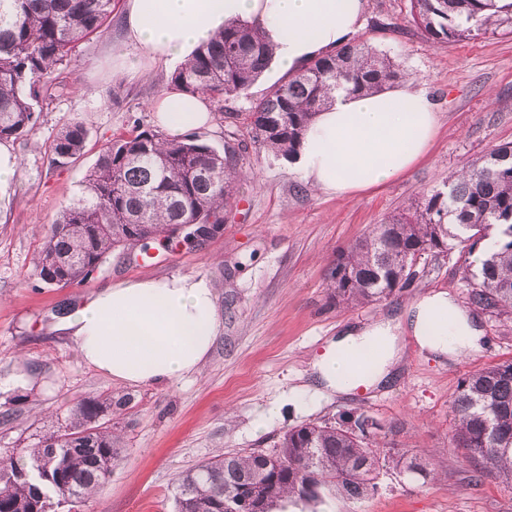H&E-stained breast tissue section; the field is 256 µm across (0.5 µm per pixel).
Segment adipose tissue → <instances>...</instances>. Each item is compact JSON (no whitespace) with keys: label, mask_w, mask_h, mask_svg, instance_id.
Listing matches in <instances>:
<instances>
[{"label":"adipose tissue","mask_w":512,"mask_h":512,"mask_svg":"<svg viewBox=\"0 0 512 512\" xmlns=\"http://www.w3.org/2000/svg\"><path fill=\"white\" fill-rule=\"evenodd\" d=\"M364 0H127L120 58L131 71L143 61L190 57L225 23L258 24L283 72H295L351 39ZM152 107L171 135L209 126L208 98L178 89ZM438 115L423 89L393 85L373 95L337 91L304 131L293 157L301 177L336 196L381 185L414 166L430 149ZM82 361L112 381L168 387L198 370L221 322L215 290L203 277L141 278L98 290L62 318ZM409 324L420 346L451 357L480 349L475 321L444 292L423 296ZM399 320L350 328L314 369L330 392L346 394L385 380L400 358ZM379 346L370 370L352 373L344 354Z\"/></svg>","instance_id":"1"}]
</instances>
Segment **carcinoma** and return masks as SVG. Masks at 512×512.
<instances>
[{
  "label": "carcinoma",
  "instance_id": "carcinoma-1",
  "mask_svg": "<svg viewBox=\"0 0 512 512\" xmlns=\"http://www.w3.org/2000/svg\"><path fill=\"white\" fill-rule=\"evenodd\" d=\"M485 5L410 0V16L435 42L512 33V13L484 16ZM111 14L112 0H0V141H24L37 128L40 83L68 63L79 42L102 32ZM271 58L257 25L231 22L172 73L171 83L221 102L246 93ZM404 77L369 44H346L285 76L253 104L246 117L253 142L288 159L336 90L372 94ZM88 135L80 122L64 127L50 145L54 164L77 161ZM238 160L235 150L221 153L193 135L144 130L109 141L51 225L37 276L61 288L79 284L120 247L148 257L156 240L180 233L193 239L196 224L220 229L237 192ZM488 239L493 247L471 262ZM453 250L463 260L470 304L495 317L512 315V146L476 158L339 251L327 273L330 298L351 308L374 305L410 287L420 260ZM112 406L119 410L122 402L81 400L64 428L1 458L0 512H46L100 491L118 460L112 431L98 422ZM451 408L452 442L480 463L472 482L491 475L512 485V359L466 375ZM381 429L373 417L348 412L288 429L269 451L218 454L177 478L175 512H224V492L240 487L248 488V502L239 512H274L285 500L315 504L327 491L352 506L378 493L383 467L425 482L434 477L421 457L385 447ZM41 461L52 463L48 480L24 477Z\"/></svg>",
  "mask_w": 512,
  "mask_h": 512
}]
</instances>
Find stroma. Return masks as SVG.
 I'll use <instances>...</instances> for the list:
<instances>
[{
    "mask_svg": "<svg viewBox=\"0 0 512 512\" xmlns=\"http://www.w3.org/2000/svg\"><path fill=\"white\" fill-rule=\"evenodd\" d=\"M124 4L113 0L105 33L77 45L56 74L60 90L37 105L39 125L13 146L22 167L9 203L0 207V458L65 426L77 400L122 398V409L101 415L117 437V464L104 491L81 510L174 512L176 478L203 460L223 451H267L293 426L358 411L387 427L388 446L429 459L436 471L427 482L381 471L379 493L358 512H512L511 486L492 476L470 484L476 465L451 443L450 409L463 377L512 359V316L469 306L453 254L430 261L411 287L363 308L334 304L326 279L337 252L372 225L442 187L476 157L512 143V35L436 43L412 22L409 0H366L357 40L393 58L438 112V134L420 162L350 197L305 183L288 161L258 148L245 122L255 100L280 80L266 71L247 94L224 101L212 127L197 131L216 150L241 149L238 192L219 232L146 258L119 249L84 283L49 286L39 280L34 258L51 224L109 140L157 129L150 103L177 67L148 62L132 73L113 72ZM108 90L118 103L104 102ZM75 122L89 129L85 153L71 166L54 167L49 146ZM174 275L208 278L223 324L199 371L169 388L112 382L87 366L57 327L63 309L99 288ZM438 291L475 320L484 336L480 351L449 358L420 347L406 331L402 358L386 383L349 395L311 390L312 361L345 327L401 314ZM22 372L34 374L35 384L8 386Z\"/></svg>",
    "mask_w": 512,
    "mask_h": 512,
    "instance_id": "1",
    "label": "stroma"
}]
</instances>
